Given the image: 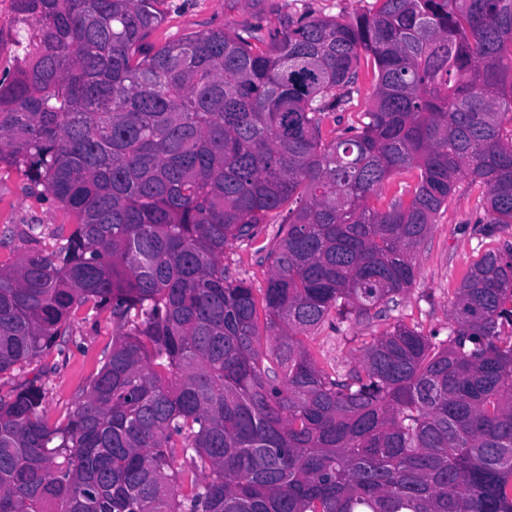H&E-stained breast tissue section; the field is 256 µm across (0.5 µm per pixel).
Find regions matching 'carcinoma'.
Wrapping results in <instances>:
<instances>
[{"mask_svg": "<svg viewBox=\"0 0 512 512\" xmlns=\"http://www.w3.org/2000/svg\"><path fill=\"white\" fill-rule=\"evenodd\" d=\"M11 2L0 169L76 223L4 227L54 245L0 260V375L82 310L120 333L66 422L37 377L0 396V512H512L511 245L463 277L446 342L398 320L330 373L299 339L410 290L459 178L512 224V0L282 10L151 49L166 0ZM363 54L373 106L328 141ZM412 168L410 200L369 205ZM274 211L258 298L224 247Z\"/></svg>", "mask_w": 512, "mask_h": 512, "instance_id": "obj_1", "label": "carcinoma"}]
</instances>
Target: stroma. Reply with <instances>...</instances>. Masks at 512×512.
<instances>
[{
	"label": "stroma",
	"mask_w": 512,
	"mask_h": 512,
	"mask_svg": "<svg viewBox=\"0 0 512 512\" xmlns=\"http://www.w3.org/2000/svg\"><path fill=\"white\" fill-rule=\"evenodd\" d=\"M373 0H168L164 22L150 31L148 45L158 47L188 34L208 29L228 28L243 31L256 20L275 18L274 9L287 5L293 14L328 17L348 16L367 11ZM377 70L372 62H361L358 94L351 108L329 116L323 125L326 137L341 136L345 128L358 122L373 102ZM22 175L0 171V227L35 218L47 229L73 223L67 210L51 202L38 203L25 189ZM487 221L485 198L468 179H460L446 207L437 215L432 230L416 253L418 275L410 291L378 317L354 320H326L303 335L302 340L319 366L326 370H344L354 364L358 349L365 341L381 334L396 320L415 325L424 334L447 339L452 325L451 303L456 288L472 264L486 251L512 244V224L495 228L485 235ZM281 222L271 216L267 226L251 242L233 241L225 249L224 263L230 275L243 278L253 288L264 287L270 270L267 254L276 243ZM118 330L108 313L92 318L76 317L60 348L40 358L46 395L42 403L50 422H62L83 399L91 379L100 370L112 350Z\"/></svg>",
	"instance_id": "1"
}]
</instances>
